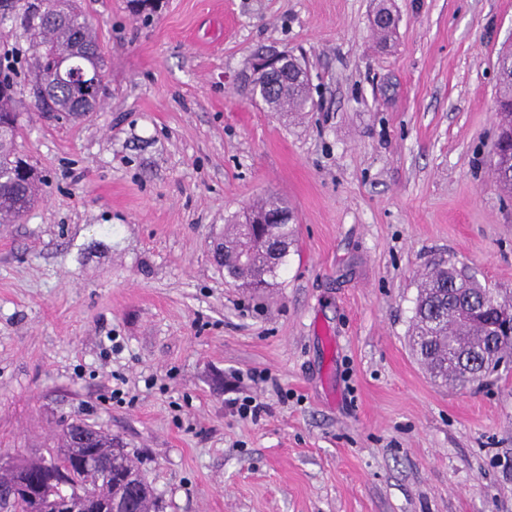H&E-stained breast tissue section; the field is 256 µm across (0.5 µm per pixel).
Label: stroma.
I'll use <instances>...</instances> for the list:
<instances>
[{
	"instance_id": "obj_1",
	"label": "stroma",
	"mask_w": 512,
	"mask_h": 512,
	"mask_svg": "<svg viewBox=\"0 0 512 512\" xmlns=\"http://www.w3.org/2000/svg\"><path fill=\"white\" fill-rule=\"evenodd\" d=\"M84 7L96 112L19 107L44 184L0 223V456L56 453L80 418L156 512H512V365L459 388L410 347L433 265L512 294L491 169L512 0H158L146 25ZM269 48L305 58L313 112L251 101ZM264 195L296 243L258 295L213 244ZM248 395L258 420L230 405Z\"/></svg>"
}]
</instances>
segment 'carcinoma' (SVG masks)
Listing matches in <instances>:
<instances>
[{"label": "carcinoma", "mask_w": 512, "mask_h": 512, "mask_svg": "<svg viewBox=\"0 0 512 512\" xmlns=\"http://www.w3.org/2000/svg\"><path fill=\"white\" fill-rule=\"evenodd\" d=\"M8 3L11 14L19 19L24 31L35 40L32 76L46 86L42 95L28 87L30 106L37 112H57L68 115L87 112L88 105L65 85L51 80L50 68L58 58L77 52L96 55L98 42L89 22L83 0H0ZM54 4L66 16L60 25L46 23L38 13L40 4ZM500 91L498 107L501 113V133L492 149V169L497 182L512 188V53L499 59ZM278 88L268 84L249 90L252 99H259L268 110L283 117L305 112L314 106L309 82L300 80L293 66L279 72ZM23 94L22 83L6 75L0 79V219L17 221L39 199V178L20 156L16 139L20 130L18 104ZM262 211L270 223L261 228L267 247L254 240L247 225L234 219L225 225L224 236L217 239L214 253L224 267V275L235 278L242 288L263 290L271 286L284 265L290 248L296 241L293 215L282 201L262 200L252 207ZM250 256V262L238 266L239 257ZM512 312V296L503 297L473 277L457 272L452 265H435L422 279L412 321V350L434 379L447 375L453 382L464 385L475 382L473 372L481 369L487 359L512 357V341L485 346L477 353L463 351L483 334L484 325L499 320L500 314ZM88 454L95 460L110 464L106 471L92 469L82 477L90 500L72 503L77 512L106 509L109 503L131 499L136 492L135 512H155V499L149 485L139 475L132 458L112 436L95 431L86 447L74 451V456Z\"/></svg>", "instance_id": "1"}]
</instances>
